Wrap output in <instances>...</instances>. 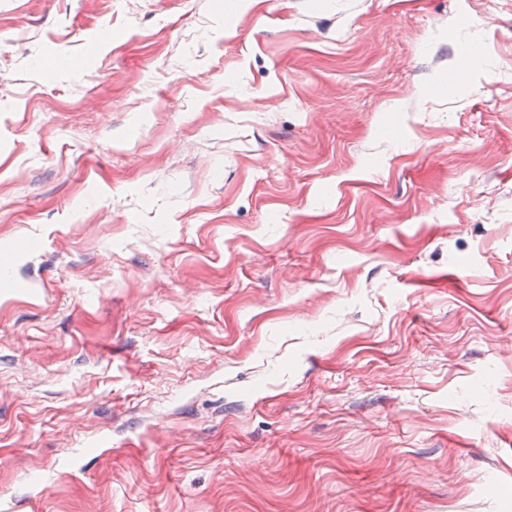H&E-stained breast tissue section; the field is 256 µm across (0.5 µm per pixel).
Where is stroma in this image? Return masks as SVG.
<instances>
[{
    "instance_id": "stroma-1",
    "label": "stroma",
    "mask_w": 512,
    "mask_h": 512,
    "mask_svg": "<svg viewBox=\"0 0 512 512\" xmlns=\"http://www.w3.org/2000/svg\"><path fill=\"white\" fill-rule=\"evenodd\" d=\"M4 254L0 512H512V0H0Z\"/></svg>"
}]
</instances>
